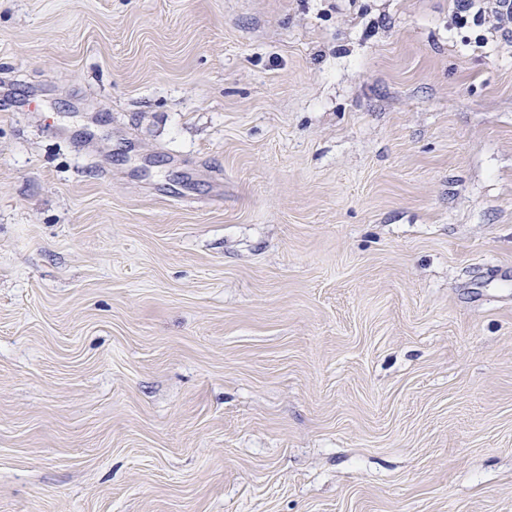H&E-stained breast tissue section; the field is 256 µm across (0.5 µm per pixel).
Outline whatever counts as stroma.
<instances>
[{
    "mask_svg": "<svg viewBox=\"0 0 512 512\" xmlns=\"http://www.w3.org/2000/svg\"><path fill=\"white\" fill-rule=\"evenodd\" d=\"M453 0H0V512H512V41Z\"/></svg>",
    "mask_w": 512,
    "mask_h": 512,
    "instance_id": "stroma-1",
    "label": "stroma"
}]
</instances>
